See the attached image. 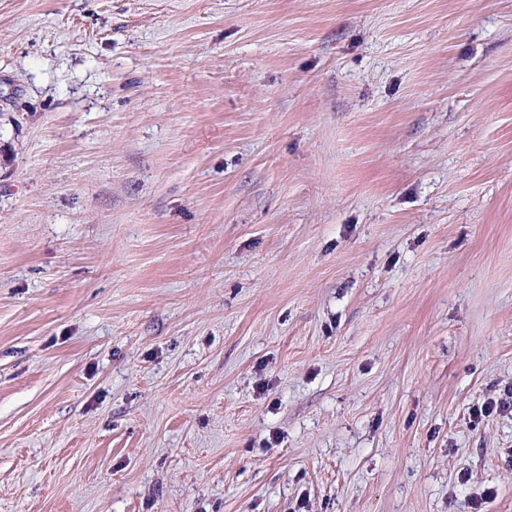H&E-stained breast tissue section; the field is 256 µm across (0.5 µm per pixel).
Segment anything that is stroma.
Here are the masks:
<instances>
[{
  "mask_svg": "<svg viewBox=\"0 0 512 512\" xmlns=\"http://www.w3.org/2000/svg\"><path fill=\"white\" fill-rule=\"evenodd\" d=\"M0 512H512V0H0Z\"/></svg>",
  "mask_w": 512,
  "mask_h": 512,
  "instance_id": "obj_1",
  "label": "stroma"
}]
</instances>
